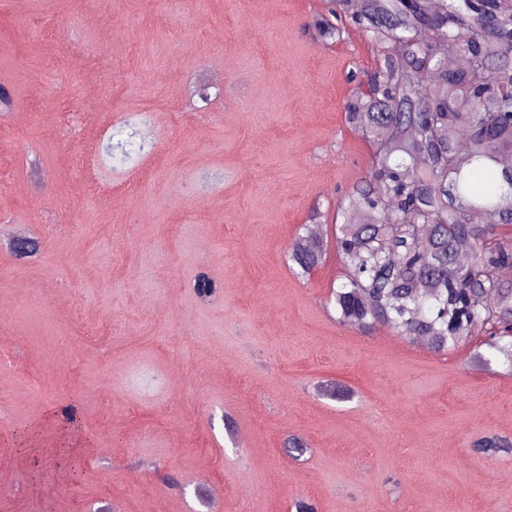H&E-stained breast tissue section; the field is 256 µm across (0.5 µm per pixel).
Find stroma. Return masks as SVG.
Wrapping results in <instances>:
<instances>
[{
  "instance_id": "35a3bbf8",
  "label": "stroma",
  "mask_w": 512,
  "mask_h": 512,
  "mask_svg": "<svg viewBox=\"0 0 512 512\" xmlns=\"http://www.w3.org/2000/svg\"><path fill=\"white\" fill-rule=\"evenodd\" d=\"M329 0H0V512H512V372L342 326L288 249L373 150ZM145 150L108 157L113 128ZM205 271L223 290L203 302ZM74 406L79 432L56 412ZM303 437L292 458L284 442ZM345 1L348 0H331L332 7L328 15H318L313 20L319 38L325 43L336 42V39L340 38L342 31L331 21L330 16L336 17L337 10L345 14Z\"/></svg>"
}]
</instances>
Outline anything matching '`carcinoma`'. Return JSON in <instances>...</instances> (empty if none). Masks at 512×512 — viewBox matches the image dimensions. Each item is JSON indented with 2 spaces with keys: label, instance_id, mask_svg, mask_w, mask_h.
I'll list each match as a JSON object with an SVG mask.
<instances>
[{
  "label": "carcinoma",
  "instance_id": "1",
  "mask_svg": "<svg viewBox=\"0 0 512 512\" xmlns=\"http://www.w3.org/2000/svg\"><path fill=\"white\" fill-rule=\"evenodd\" d=\"M331 4L313 20L326 43L340 38L331 18L345 12V0ZM351 12L378 59L344 104L373 158L337 203L345 279L332 290L337 320L359 331L384 322L436 353L480 328L488 353L512 369V243L500 233L512 231V169L500 163L512 153V0H358ZM463 30L469 39L450 66L443 48ZM114 136L111 153L143 149L135 132ZM362 210L377 220L357 223ZM476 213L490 221L473 223ZM461 243L474 247L470 271L452 275ZM327 247L299 235L288 259L308 274ZM193 288L207 302L221 283L200 272ZM475 448L494 455L512 451V441L486 436Z\"/></svg>",
  "mask_w": 512,
  "mask_h": 512
}]
</instances>
